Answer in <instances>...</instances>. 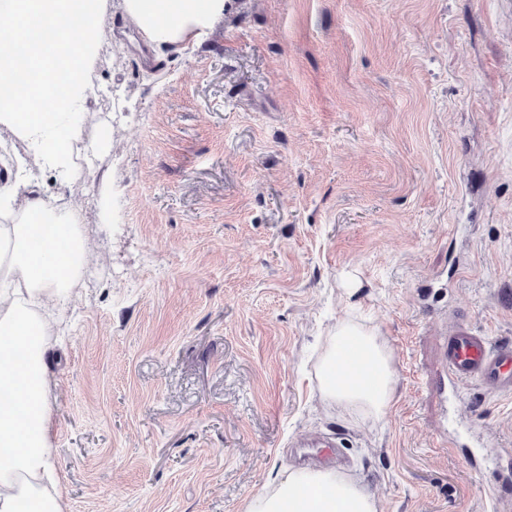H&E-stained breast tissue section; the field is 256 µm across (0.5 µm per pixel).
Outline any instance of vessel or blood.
<instances>
[{
  "label": "vessel or blood",
  "mask_w": 512,
  "mask_h": 512,
  "mask_svg": "<svg viewBox=\"0 0 512 512\" xmlns=\"http://www.w3.org/2000/svg\"><path fill=\"white\" fill-rule=\"evenodd\" d=\"M445 361L449 388H456L462 381L472 380L480 382L490 393L512 394L511 340L490 341L488 336L462 323L447 338ZM471 461L480 468L487 463H494L500 484L494 497L503 505L512 504V451L500 449L491 460L477 454L472 456Z\"/></svg>",
  "instance_id": "obj_1"
}]
</instances>
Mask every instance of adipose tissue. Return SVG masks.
Segmentation results:
<instances>
[{
  "label": "adipose tissue",
  "instance_id": "obj_1",
  "mask_svg": "<svg viewBox=\"0 0 512 512\" xmlns=\"http://www.w3.org/2000/svg\"><path fill=\"white\" fill-rule=\"evenodd\" d=\"M227 0H0V130L62 181L84 140L98 20L118 7L154 54L182 52L224 16ZM78 211L50 206L28 179L0 182V512H68L52 444L50 370L55 311L82 274ZM322 397L382 419L392 352L377 328L347 319L316 367ZM245 512H379L358 482L332 469H293L251 496Z\"/></svg>",
  "mask_w": 512,
  "mask_h": 512
}]
</instances>
